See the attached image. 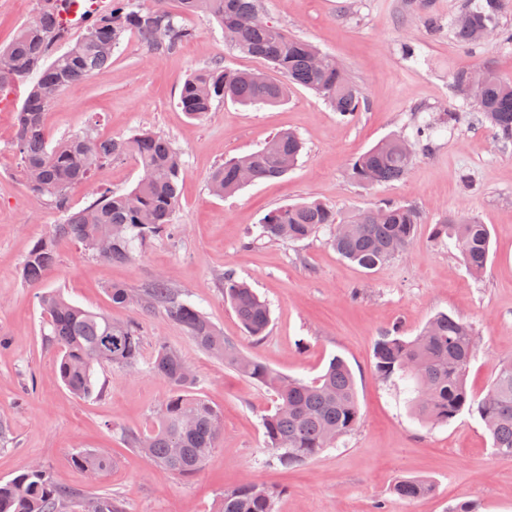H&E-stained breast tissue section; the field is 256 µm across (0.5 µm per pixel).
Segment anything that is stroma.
I'll list each match as a JSON object with an SVG mask.
<instances>
[{
    "mask_svg": "<svg viewBox=\"0 0 512 512\" xmlns=\"http://www.w3.org/2000/svg\"><path fill=\"white\" fill-rule=\"evenodd\" d=\"M263 6L266 20L347 70L365 97L351 121L300 86L277 106L224 100L204 118H190L179 105L190 74L215 64L269 68L227 47L220 26L204 13L187 17L192 38L169 52L149 53L137 37L125 36L108 67L58 92L46 109L43 126L52 143L89 126L104 139L145 128L182 149L187 175L173 218L179 232L153 237L132 261H103L70 241L60 245L58 266L40 287L21 280L33 243L64 216L19 181L15 114L29 87L7 93L0 106V422L8 433L0 442V482L39 463L64 486L117 495L127 512H213L219 494L248 480L283 489L276 512H453L462 503L475 512H512V458L494 452L479 418L463 413L445 425L421 423L401 386L377 376L373 356L384 331L396 327L413 338L439 312L466 318L479 334L467 376L475 396L484 395L495 365L512 356V143L496 142L454 83L461 71L512 78V44L491 40L474 49L449 32L430 33L426 16L448 24L466 0H263ZM408 44L415 58L405 57ZM447 112L459 113V121L441 125ZM425 122L438 130L418 142L403 180L365 187L349 179L355 157L392 134L414 137ZM282 130L298 133L305 145L293 170L222 198L209 193L215 166L260 149ZM139 176L134 157L105 162L90 182L69 190V206L84 207L98 189L125 193ZM314 200L341 218L390 200L417 208L422 223L404 254L372 271L341 258L323 232L247 245L248 233L270 211ZM447 213L487 224L491 252L482 277L470 274L452 245L431 241L429 224ZM227 269L270 306L261 340L245 333L224 301L219 277ZM160 274L226 337L282 375L309 381L331 357H342L355 378L358 427L303 465H277L264 449L261 426L275 408L273 393L200 351L162 312L113 305L107 293L113 285L139 289ZM42 291L60 292L116 321L138 320L143 367L133 373L99 367L104 391L75 398L56 373L59 350L46 340ZM161 342L181 351L198 378L195 394L224 417L212 456L188 478L151 465L124 440L125 433L152 430L169 395L147 367ZM83 449L107 453L110 468L85 472L75 461ZM408 478L428 480L431 492L399 499L393 487Z\"/></svg>",
    "mask_w": 512,
    "mask_h": 512,
    "instance_id": "1",
    "label": "stroma"
}]
</instances>
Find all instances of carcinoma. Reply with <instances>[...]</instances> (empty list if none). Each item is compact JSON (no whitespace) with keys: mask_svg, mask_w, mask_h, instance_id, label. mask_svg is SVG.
I'll return each mask as SVG.
<instances>
[{"mask_svg":"<svg viewBox=\"0 0 512 512\" xmlns=\"http://www.w3.org/2000/svg\"><path fill=\"white\" fill-rule=\"evenodd\" d=\"M167 2L154 0L153 7L135 10L130 0H112V8L58 54L56 47L67 36L61 0H39L31 20L20 27L8 46L0 48V92L16 83H31L18 112L16 134L25 187L49 197L65 213L64 223L36 241L21 265L22 280L33 287L57 268L60 238L80 244L92 256L124 262L133 258L138 244L173 227L186 162L167 136L141 129L128 137L103 140L87 130L51 146L42 123L52 98L111 62L112 52L125 34L136 35L150 52L173 50L192 38ZM467 2L460 20L450 24L458 41L474 47L494 36L512 42V34L496 26L503 0ZM181 4L185 11L211 15L232 37L231 49L266 61L278 74L274 78L263 72L219 67L199 70L184 81L180 92V105L188 116L203 118L213 111L215 101L228 97L244 105H276L293 85L323 97L344 121L353 118L364 103L362 92L336 58L278 25L260 23L262 0H181ZM455 82L473 99L496 138L511 142L512 80L482 72L473 84L469 72L462 71ZM398 138L393 134L357 157L350 164V178L364 186L404 179L415 151L409 141ZM302 149L303 142L295 132L280 131L263 148L216 166L207 179L209 190L219 197L237 192L245 186L239 178L241 172L250 184L280 177L287 173L284 159L298 161ZM129 155L135 156L141 170L131 191L119 195L100 191L85 207L68 209L67 191L72 185L88 181L103 161ZM420 223L416 208L390 201L342 220L326 205L312 201L270 211L257 238L299 241L327 229L329 244L341 257L374 270L407 251ZM430 235L436 242L452 241L472 274L486 270L490 232L477 218L443 215L430 225ZM222 288L224 300L247 334L257 340L265 336L270 324L268 303L231 270L224 272ZM39 299L50 326L48 341L61 351L57 374L75 397L84 399L103 392L104 385L96 378L98 365L138 369L141 333L137 323H116L106 314L70 303L58 292H46ZM138 303L145 313L163 312L201 351L274 392L276 408L263 418L262 427L265 449L281 466L312 460L360 423L354 377L343 358H332L324 373L310 382L284 377L224 338L207 314L184 300L182 292L165 277L140 288ZM478 343L469 321L438 313L410 340L396 329L382 334L374 344L376 372L384 381L396 377L407 381L409 402L421 420L442 425L465 411L476 414L491 435L496 453L512 454V359L497 364L487 392L477 398L467 391L466 377ZM149 370L168 384L170 394L156 428L128 435V445L151 463L189 477L216 448L222 413L192 392L197 376L175 347L159 344ZM175 446L181 448L178 455L171 453ZM76 461L93 473L111 465L109 457L94 449L81 451ZM430 489L424 480L408 479L396 483L394 493L413 501ZM282 493L246 481L224 492L214 512H275ZM87 501L93 503L94 512H126L120 498L62 486L42 466L0 484V512H83Z\"/></svg>","mask_w":512,"mask_h":512,"instance_id":"obj_1","label":"carcinoma"}]
</instances>
